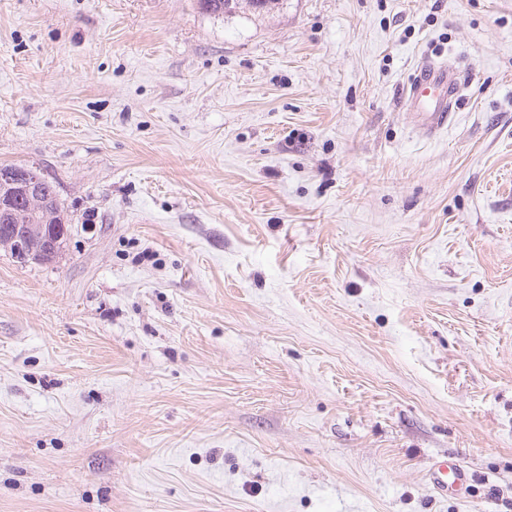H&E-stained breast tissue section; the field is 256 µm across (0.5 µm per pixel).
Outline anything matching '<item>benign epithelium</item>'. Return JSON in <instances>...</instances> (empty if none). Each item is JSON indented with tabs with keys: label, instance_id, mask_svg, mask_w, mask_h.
Listing matches in <instances>:
<instances>
[{
	"label": "benign epithelium",
	"instance_id": "7a95c632",
	"mask_svg": "<svg viewBox=\"0 0 512 512\" xmlns=\"http://www.w3.org/2000/svg\"><path fill=\"white\" fill-rule=\"evenodd\" d=\"M45 179L34 167L30 172L20 176L0 171V186L13 184V192L18 197L37 202L42 208L52 205V197L44 196L43 183ZM12 195L0 196V247L8 250L15 262L26 264L30 261L51 263L62 252L67 241L68 230L63 223L57 224H9L12 218L10 204Z\"/></svg>",
	"mask_w": 512,
	"mask_h": 512
}]
</instances>
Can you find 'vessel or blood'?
Listing matches in <instances>:
<instances>
[{
	"label": "vessel or blood",
	"mask_w": 512,
	"mask_h": 512,
	"mask_svg": "<svg viewBox=\"0 0 512 512\" xmlns=\"http://www.w3.org/2000/svg\"><path fill=\"white\" fill-rule=\"evenodd\" d=\"M459 72L452 63L423 62L403 90V101L413 110L419 127L435 133L447 125L460 93ZM429 478L440 496H459L468 482V474L459 462L443 458L432 463Z\"/></svg>",
	"instance_id": "1"
}]
</instances>
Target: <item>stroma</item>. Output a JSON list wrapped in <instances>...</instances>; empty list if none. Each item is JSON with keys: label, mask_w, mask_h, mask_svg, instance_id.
Listing matches in <instances>:
<instances>
[{"label": "stroma", "mask_w": 512, "mask_h": 512, "mask_svg": "<svg viewBox=\"0 0 512 512\" xmlns=\"http://www.w3.org/2000/svg\"><path fill=\"white\" fill-rule=\"evenodd\" d=\"M0 165V512H512V0H0ZM459 71L450 62H421L403 89V101L419 127L432 134L448 124L459 99ZM31 173H26L23 177L20 174H10L9 172L0 171V189L1 185L10 184L17 186L10 193L18 194V200L22 197L30 202H37L42 208H51L52 197L45 196L43 183L45 179L38 173L37 168L28 169ZM11 179L18 181L12 182ZM7 197L0 195V247L8 250L15 262L26 264L30 261L39 263H51L62 252L67 241L68 230L64 223H60L61 218L64 219L63 210L58 200L56 210L50 209L49 215L39 209V207H28L21 204L16 211L15 222L20 224H1V219L10 220L12 211L10 204L12 203V195ZM57 224H51L53 221ZM49 223V224H48ZM429 478L434 490L443 497L460 495L468 482V473L459 462L452 458H443L432 463Z\"/></svg>", "instance_id": "1"}]
</instances>
